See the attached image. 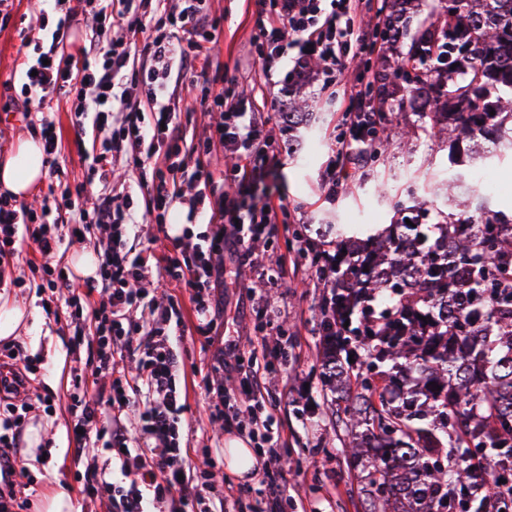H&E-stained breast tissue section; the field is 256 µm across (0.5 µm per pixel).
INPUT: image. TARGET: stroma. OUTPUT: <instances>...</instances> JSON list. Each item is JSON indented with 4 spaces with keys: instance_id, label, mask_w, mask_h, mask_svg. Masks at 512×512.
Here are the masks:
<instances>
[{
    "instance_id": "stroma-1",
    "label": "stroma",
    "mask_w": 512,
    "mask_h": 512,
    "mask_svg": "<svg viewBox=\"0 0 512 512\" xmlns=\"http://www.w3.org/2000/svg\"><path fill=\"white\" fill-rule=\"evenodd\" d=\"M205 9L218 25L214 61L236 74L244 95L262 99L265 87L256 80L254 60L249 55L253 36L254 6L251 0H206ZM56 19L53 0H16L10 19L0 27V158L5 157L18 141L40 137L42 119L53 120L60 139L56 171L52 186H40L27 199L28 205L41 207L45 196H54L64 204L67 191L85 183L86 155L102 133L93 128L75 132L64 94L54 95L44 113H33L30 124L18 121L14 112V89L9 86L23 60L25 43L38 42L41 31L34 29L36 15ZM430 9L414 13L410 33L395 41L381 42L379 54L352 60L349 79H356L370 67L389 75V95L384 98L386 125L408 130V137H393L384 152L367 153L353 170L350 179L340 188L334 201H326L322 176L333 161V139L343 131L342 108L318 109L313 132L287 125L275 127L276 139L299 140L296 152L282 156L273 174L267 179L269 191L282 197L288 215L270 238L266 251L258 254L255 266L244 280L225 276L220 291L223 309L214 316L207 333L196 330L197 321L189 295L177 288L174 281H155L154 296L159 302L176 297L182 306L184 335L179 344L183 364L176 383L186 395V410L178 426L180 447L188 449L192 458L194 483L210 487L212 496L224 493L225 485L239 488L236 512H251L252 488L260 479L285 484L288 512H364L362 494L344 451V432L335 424L329 410L331 394L324 390L319 378L322 345L318 306L325 293L309 265L292 243L295 233L309 232L315 224H336L347 235L356 231L382 228L401 223L407 209H414L424 224H441L448 214L468 216L471 206L466 195L455 201L429 204L423 201V183L419 169L431 161L433 171L446 169L448 140L436 135L429 120L410 109L397 110L394 103L403 94L404 83L393 76L397 63L408 51L412 35L432 22ZM386 182V193H378L377 182ZM30 245H22L13 262L0 268V283L6 284L11 296L28 307L37 308L40 320L38 338L24 335L12 342L0 341V363L12 347H21L25 354L39 361L31 376L32 408L23 414V422L42 423L56 456L47 458L45 468L56 474L73 498L75 512H113L112 503L119 494L110 487L85 494L84 488L95 471L109 468L113 460L93 448L79 449L73 436L81 388L74 383V371L92 361L98 350L95 336L80 334L76 308L67 291L44 287L41 275L29 267ZM286 257L288 278L280 283L268 280L263 270L275 268L279 257ZM267 296L273 310L275 325L288 341V354L274 367L278 377L291 388L288 401L282 402L275 419L287 442L284 455L288 468L284 474L264 475L255 467L244 479L227 478L224 442L235 437L234 428L225 425L219 414V400L202 385L203 378L220 379L224 375V351L238 341L239 335L264 327L263 319L252 311L254 293Z\"/></svg>"
}]
</instances>
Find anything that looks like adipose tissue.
Wrapping results in <instances>:
<instances>
[{"label":"adipose tissue","mask_w":512,"mask_h":512,"mask_svg":"<svg viewBox=\"0 0 512 512\" xmlns=\"http://www.w3.org/2000/svg\"><path fill=\"white\" fill-rule=\"evenodd\" d=\"M43 146L29 137L19 141L4 161L0 162V191L16 197H27L42 184L46 168ZM33 312L20 306L8 292H0V340H11L32 333Z\"/></svg>","instance_id":"1"}]
</instances>
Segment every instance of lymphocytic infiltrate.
I'll list each match as a JSON object with an SVG mask.
<instances>
[{
    "label": "lymphocytic infiltrate",
    "instance_id": "1",
    "mask_svg": "<svg viewBox=\"0 0 512 512\" xmlns=\"http://www.w3.org/2000/svg\"><path fill=\"white\" fill-rule=\"evenodd\" d=\"M97 2L89 45L66 66L56 60L77 18L75 11L58 17L49 44L34 46L33 60L21 72L18 108L28 118L46 108L55 94L74 93L75 128L90 123L110 132L88 169L89 179L98 180L101 189L94 195L78 189L76 202L38 211L1 195L0 264L13 260L21 243L29 242L41 257L48 287L66 288L70 281L54 263L62 241L58 227L73 235L88 224L105 231L98 276L86 279L82 291L87 313L98 322L99 349L90 369H78L76 376L82 385L91 375L111 378L112 394L104 401L94 396L84 401L74 424L75 439L84 448L96 438L118 452L120 471L129 480L120 496L121 512H162L172 495L182 506L214 512L189 487L188 455L176 442L177 423L186 407L175 383L182 312L177 303L163 305L143 295L142 285L155 275L178 281L190 294L198 330L208 328L218 307L215 290L224 282L225 254L238 258L265 247L285 210L281 199L256 194L282 152L271 129V115L279 110L274 94L278 76L306 79L316 61L321 65L315 75L322 88L333 87L344 83L349 60L374 51L376 45L368 39L358 0H255L254 39L262 48L257 76L268 91L264 102L237 91L232 78L215 95L194 82L187 86L213 116L200 151L220 145L231 164V184L223 188L215 185L203 165L181 173L172 166L161 169L152 164L156 156L169 157L181 149L182 109L167 93L173 69L205 71L212 65L217 25L204 13L205 0H177L174 12L162 9V0ZM378 78V73H371L365 86L349 91L344 116L349 134L336 141L334 161L324 179L327 198H335L350 165L366 155L367 130L382 121L383 108L369 93ZM126 154L135 168L152 171L145 206H138L132 194L108 187L117 158ZM183 199L190 210L209 208L214 233L208 245L174 238L155 267H147L141 252L125 241L138 212L146 211L159 224L173 203ZM140 309L148 310L147 322L134 319V311ZM224 375V419L261 438L267 470L284 469V437L275 427L274 412L285 392L273 388L269 372L245 366L238 354L225 359ZM133 407L138 410L139 437L148 448L144 454L129 448L125 421ZM17 428L16 418L0 414V478L5 481L0 512H13V479L25 473L12 454Z\"/></svg>",
    "mask_w": 512,
    "mask_h": 512
}]
</instances>
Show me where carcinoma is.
<instances>
[{"instance_id":"1","label":"carcinoma","mask_w":512,"mask_h":512,"mask_svg":"<svg viewBox=\"0 0 512 512\" xmlns=\"http://www.w3.org/2000/svg\"><path fill=\"white\" fill-rule=\"evenodd\" d=\"M409 21L388 15L382 38ZM408 69L399 107L432 104L425 116L453 145L491 137L482 160L512 157V0H462L411 41L395 76ZM466 185L454 169L426 194ZM336 250L320 376L366 512H509L483 455L512 461V219L414 220L362 255L341 235Z\"/></svg>"}]
</instances>
